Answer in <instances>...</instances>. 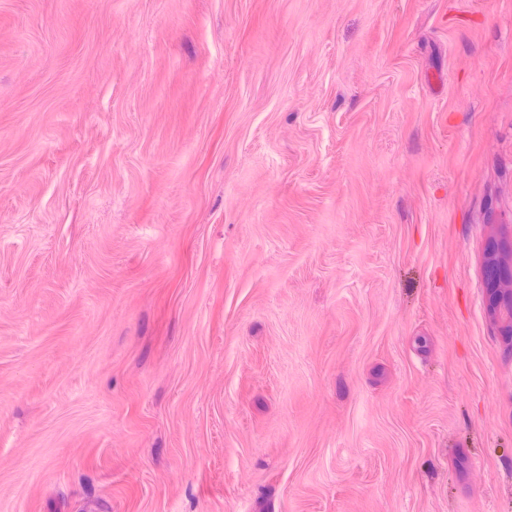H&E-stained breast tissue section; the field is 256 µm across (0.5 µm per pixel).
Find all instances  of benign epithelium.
<instances>
[{
	"label": "benign epithelium",
	"instance_id": "1",
	"mask_svg": "<svg viewBox=\"0 0 512 512\" xmlns=\"http://www.w3.org/2000/svg\"><path fill=\"white\" fill-rule=\"evenodd\" d=\"M484 266L496 271L485 283V309L504 336L512 335V234L493 233L486 242Z\"/></svg>",
	"mask_w": 512,
	"mask_h": 512
}]
</instances>
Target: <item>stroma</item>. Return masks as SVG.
Segmentation results:
<instances>
[{"label": "stroma", "mask_w": 512, "mask_h": 512, "mask_svg": "<svg viewBox=\"0 0 512 512\" xmlns=\"http://www.w3.org/2000/svg\"><path fill=\"white\" fill-rule=\"evenodd\" d=\"M512 0H0V512H512ZM485 267L494 269L496 276L485 283V309L488 317L499 326L503 336L512 335V232L493 233L484 250Z\"/></svg>", "instance_id": "obj_1"}]
</instances>
